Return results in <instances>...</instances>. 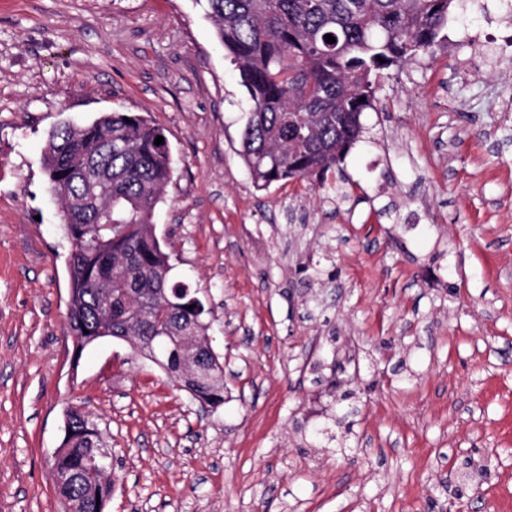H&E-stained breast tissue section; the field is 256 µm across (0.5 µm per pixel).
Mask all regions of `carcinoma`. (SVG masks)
I'll return each instance as SVG.
<instances>
[{
    "instance_id": "obj_1",
    "label": "carcinoma",
    "mask_w": 512,
    "mask_h": 512,
    "mask_svg": "<svg viewBox=\"0 0 512 512\" xmlns=\"http://www.w3.org/2000/svg\"><path fill=\"white\" fill-rule=\"evenodd\" d=\"M205 2L252 103L240 156L265 189L312 177L325 183L362 137L380 72L434 47L455 0ZM158 136L162 127L123 110L49 135L43 167L70 256L67 332L79 353L104 335L121 336L133 358L140 337H172L160 368L174 387L195 371L190 397L213 412L224 404V367L208 343V311L197 291L170 278L153 224L174 164L169 142L154 144ZM64 430L53 461L59 492L75 512H106L112 446L80 406L66 409Z\"/></svg>"
}]
</instances>
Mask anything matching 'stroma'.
I'll return each instance as SVG.
<instances>
[{"instance_id": "stroma-1", "label": "stroma", "mask_w": 512, "mask_h": 512, "mask_svg": "<svg viewBox=\"0 0 512 512\" xmlns=\"http://www.w3.org/2000/svg\"><path fill=\"white\" fill-rule=\"evenodd\" d=\"M163 127L155 230L211 310L205 419L104 339L73 356L49 132ZM251 102L201 0H0V512H65L63 410L98 418L109 512H512V20L457 0L391 67L330 182L257 189ZM346 416L348 446L307 427Z\"/></svg>"}]
</instances>
